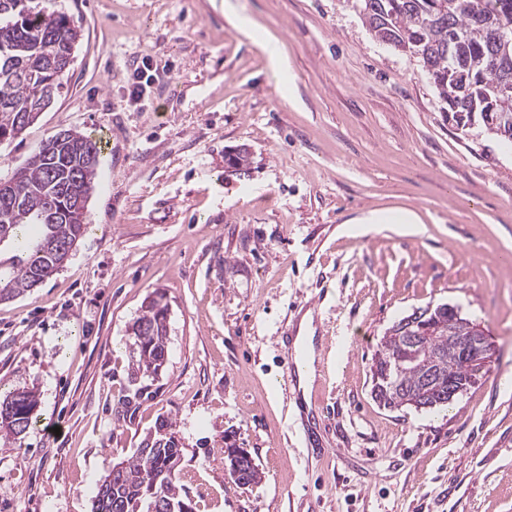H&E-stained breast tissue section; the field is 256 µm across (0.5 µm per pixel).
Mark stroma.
Instances as JSON below:
<instances>
[{"mask_svg":"<svg viewBox=\"0 0 512 512\" xmlns=\"http://www.w3.org/2000/svg\"><path fill=\"white\" fill-rule=\"evenodd\" d=\"M57 7L82 37L60 96L0 141V178L67 129L99 140L100 165L68 260L0 301V394L38 399L24 434H0V512H91L100 478L163 420L196 512H512V146L448 122L422 64L375 40L354 0ZM145 58L157 79L135 102ZM241 146L249 169L228 171ZM404 210L415 234L361 226ZM157 296L168 360L127 423L130 327ZM310 300L332 338L317 428L274 383ZM444 303L484 328L489 372L448 405L383 408V336ZM228 437L255 483L231 481Z\"/></svg>","mask_w":512,"mask_h":512,"instance_id":"35a3bbf8","label":"stroma"}]
</instances>
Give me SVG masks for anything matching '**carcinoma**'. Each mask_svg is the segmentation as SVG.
<instances>
[{"label": "carcinoma", "instance_id": "cac0c4a2", "mask_svg": "<svg viewBox=\"0 0 512 512\" xmlns=\"http://www.w3.org/2000/svg\"><path fill=\"white\" fill-rule=\"evenodd\" d=\"M54 4L0 0V141L35 123L64 87L81 26ZM355 7L376 40L422 63L456 124L465 127L479 118L489 134L500 137L496 117L512 113V92H504L512 85V63L497 73L489 59L500 54L512 59V0H356ZM100 152L99 141L90 135L56 133L15 173V181L0 187V244L11 243L19 251L9 266L0 264V301L47 281L63 259L60 249L75 247L84 236ZM136 323L157 334H133V374H155L167 348V306L150 299ZM427 326L429 334L416 362L405 359L399 337H383L373 393L384 408H402L403 397L410 393L425 409L444 406L450 376L471 386L474 365L457 353L452 340L458 319L438 305ZM149 395L145 386L122 395V419ZM34 406L30 391L0 397V430L13 436L25 432ZM182 454L175 435L155 434L150 444L119 462L117 473L101 479L93 512H150L161 494L182 501ZM227 469L238 485L258 478L244 457L227 461Z\"/></svg>", "mask_w": 512, "mask_h": 512}]
</instances>
